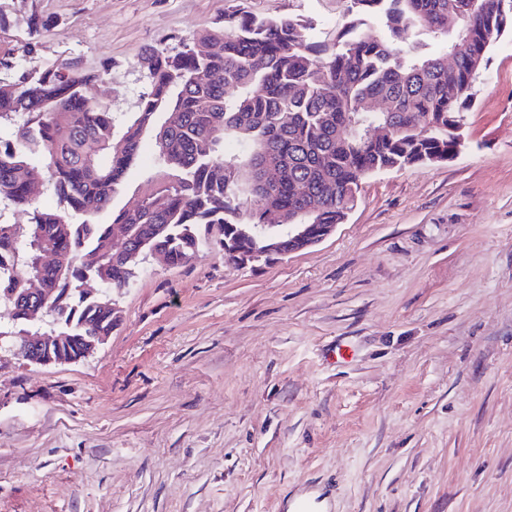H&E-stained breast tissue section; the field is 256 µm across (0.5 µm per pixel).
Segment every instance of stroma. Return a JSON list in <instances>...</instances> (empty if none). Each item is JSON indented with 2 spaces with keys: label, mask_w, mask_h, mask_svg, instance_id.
Instances as JSON below:
<instances>
[{
  "label": "stroma",
  "mask_w": 512,
  "mask_h": 512,
  "mask_svg": "<svg viewBox=\"0 0 512 512\" xmlns=\"http://www.w3.org/2000/svg\"><path fill=\"white\" fill-rule=\"evenodd\" d=\"M0 54L107 66L116 115L141 54L241 9L313 21L341 0H0ZM473 83L453 160L366 176L320 243L247 267L153 259L94 354L0 353V512H512V36ZM153 140L112 196L155 176Z\"/></svg>",
  "instance_id": "stroma-1"
}]
</instances>
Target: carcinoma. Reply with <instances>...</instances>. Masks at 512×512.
I'll list each match as a JSON object with an SVG mask.
<instances>
[{
  "mask_svg": "<svg viewBox=\"0 0 512 512\" xmlns=\"http://www.w3.org/2000/svg\"><path fill=\"white\" fill-rule=\"evenodd\" d=\"M373 16L385 25L381 38L361 31ZM343 17L332 43L313 40L312 23L292 16L234 11L176 51L151 46L148 89L123 118L89 93L108 69L79 58L41 64L33 43L23 71L12 54L0 56V195L32 211L27 224L0 222V303L12 310L0 351L30 334L50 344L35 341L15 358L81 360L120 321L112 294L152 255L186 263L213 228L221 251H260L261 224L284 243L290 224H342L363 177L446 161L464 146L471 83L512 35V0H343ZM410 31L426 40L406 45ZM201 71L211 80L196 81ZM375 99L388 110L369 111ZM375 123L392 136L348 132ZM147 132L158 174L136 205L103 223ZM267 167L285 178L266 183ZM45 189L62 208L39 206Z\"/></svg>",
  "mask_w": 512,
  "mask_h": 512,
  "instance_id": "cac0c4a2",
  "label": "carcinoma"
}]
</instances>
